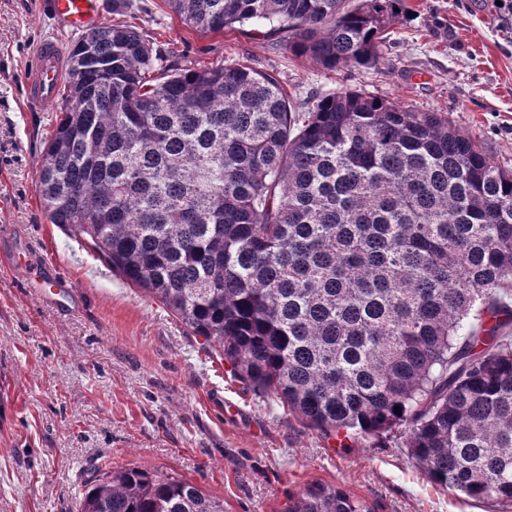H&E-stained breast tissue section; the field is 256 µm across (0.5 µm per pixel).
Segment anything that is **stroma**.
Here are the masks:
<instances>
[{"mask_svg":"<svg viewBox=\"0 0 512 512\" xmlns=\"http://www.w3.org/2000/svg\"><path fill=\"white\" fill-rule=\"evenodd\" d=\"M128 2L127 21L181 65H250L304 104L352 89L440 112L512 168V0H405L376 67L334 70L262 27L202 35L163 0ZM76 38L48 0H0V512H77L107 466L163 470L224 512H282L314 482L375 512H496L431 482L404 436L343 448L262 402L166 305L50 223L36 181L56 108L26 105V64L40 42ZM25 253L53 274L50 300L19 269Z\"/></svg>","mask_w":512,"mask_h":512,"instance_id":"1","label":"stroma"}]
</instances>
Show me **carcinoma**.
Wrapping results in <instances>:
<instances>
[{
  "label": "carcinoma",
  "mask_w": 512,
  "mask_h": 512,
  "mask_svg": "<svg viewBox=\"0 0 512 512\" xmlns=\"http://www.w3.org/2000/svg\"><path fill=\"white\" fill-rule=\"evenodd\" d=\"M267 24L325 69L380 59L405 0H164ZM87 59V69L74 67ZM37 192L52 224L325 437L403 427L429 479L512 508V169L440 112L344 90L304 108L243 64L179 65L112 20L78 38ZM401 410H395V407ZM78 512H224L110 468ZM283 512H375L311 484Z\"/></svg>",
  "instance_id": "1"
}]
</instances>
